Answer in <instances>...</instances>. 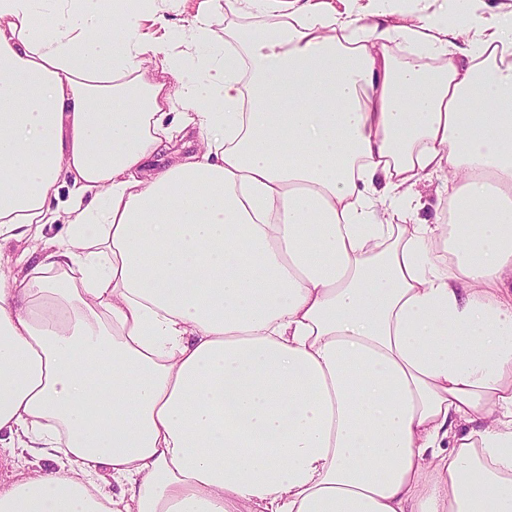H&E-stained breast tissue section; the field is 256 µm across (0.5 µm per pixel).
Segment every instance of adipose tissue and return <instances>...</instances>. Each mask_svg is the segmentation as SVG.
Returning a JSON list of instances; mask_svg holds the SVG:
<instances>
[{
    "label": "adipose tissue",
    "mask_w": 512,
    "mask_h": 512,
    "mask_svg": "<svg viewBox=\"0 0 512 512\" xmlns=\"http://www.w3.org/2000/svg\"><path fill=\"white\" fill-rule=\"evenodd\" d=\"M38 2L0 0V239L42 245L0 252V447L60 468L0 512H512V15ZM171 4L172 10L168 12L167 17L173 25L174 32L182 31V26L185 25L184 19L192 17L199 9H206L210 5L204 0H180ZM423 206L418 211L417 218L427 224H446L445 216L448 207L447 193L444 191L442 181L433 178L431 181H424L417 187ZM2 249L6 255H10L14 262L19 261V266L28 267L33 264L39 254L31 252V242L26 240L10 239L7 241H1Z\"/></svg>",
    "instance_id": "obj_1"
}]
</instances>
